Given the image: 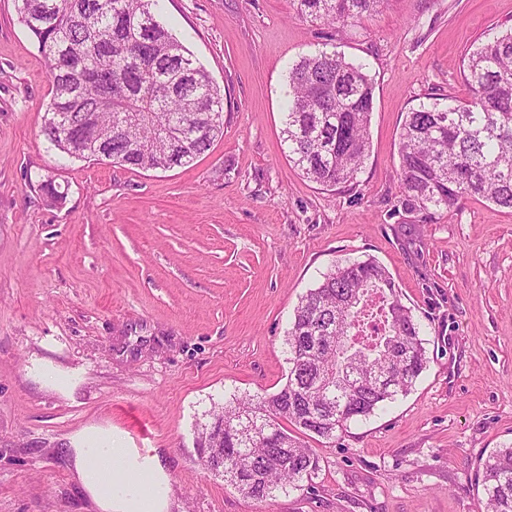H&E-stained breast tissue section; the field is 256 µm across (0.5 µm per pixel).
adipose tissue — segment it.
Returning a JSON list of instances; mask_svg holds the SVG:
<instances>
[{
  "mask_svg": "<svg viewBox=\"0 0 512 512\" xmlns=\"http://www.w3.org/2000/svg\"><path fill=\"white\" fill-rule=\"evenodd\" d=\"M73 465L98 512L168 510L170 480L154 455L140 454L108 436L74 449Z\"/></svg>",
  "mask_w": 512,
  "mask_h": 512,
  "instance_id": "1",
  "label": "adipose tissue"
}]
</instances>
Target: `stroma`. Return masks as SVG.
Instances as JSON below:
<instances>
[{
    "instance_id": "obj_1",
    "label": "stroma",
    "mask_w": 512,
    "mask_h": 512,
    "mask_svg": "<svg viewBox=\"0 0 512 512\" xmlns=\"http://www.w3.org/2000/svg\"><path fill=\"white\" fill-rule=\"evenodd\" d=\"M160 6L224 96V135L192 165L144 171L48 144L45 58L0 0V512H95L69 457L95 433L158 456L170 512H482L480 464L512 445V210H408L396 169L406 113L466 99L463 59L512 27V0H388L345 29L291 0ZM322 48L375 84L369 155L336 191L302 176L282 134L289 69ZM369 256L421 325L425 369L311 440V482L244 497L199 433L225 401L281 388L302 296Z\"/></svg>"
}]
</instances>
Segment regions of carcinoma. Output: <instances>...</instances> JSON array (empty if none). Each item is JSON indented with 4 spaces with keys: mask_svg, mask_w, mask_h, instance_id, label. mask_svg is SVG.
<instances>
[{
    "mask_svg": "<svg viewBox=\"0 0 512 512\" xmlns=\"http://www.w3.org/2000/svg\"><path fill=\"white\" fill-rule=\"evenodd\" d=\"M160 0H15L50 77L42 133L71 157L141 170L188 166L224 136V96L157 20ZM385 0H293L298 17L354 26ZM464 101L422 104L399 133L397 180L413 211L470 198L512 209V29L479 43L463 68ZM374 81L318 50L289 72L283 130L303 177L334 190L370 148ZM421 327L376 259L346 260L301 297L281 389L224 402L199 446L244 496L263 500L311 481L319 458L303 437H336L407 393L426 367ZM484 512H512V448L482 462Z\"/></svg>",
    "mask_w": 512,
    "mask_h": 512,
    "instance_id": "carcinoma-1",
    "label": "carcinoma"
}]
</instances>
